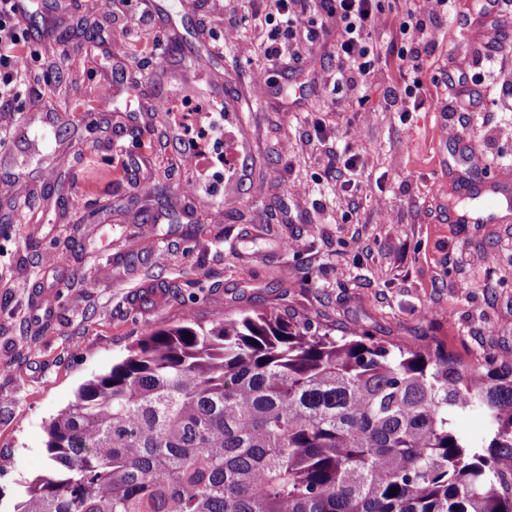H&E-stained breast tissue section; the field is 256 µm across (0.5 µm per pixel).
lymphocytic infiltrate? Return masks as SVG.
I'll return each instance as SVG.
<instances>
[{
    "label": "lymphocytic infiltrate",
    "instance_id": "lymphocytic-infiltrate-1",
    "mask_svg": "<svg viewBox=\"0 0 512 512\" xmlns=\"http://www.w3.org/2000/svg\"><path fill=\"white\" fill-rule=\"evenodd\" d=\"M382 0H232L224 15L226 39H235L246 16L268 27L263 46L264 70L284 62L301 63L299 40L315 42L336 37L335 86L355 90L378 70L373 36L382 23ZM398 17L403 45L398 67L422 70L441 31L457 14L456 0H405ZM22 26L14 0H0V108H8L18 96V82L28 68Z\"/></svg>",
    "mask_w": 512,
    "mask_h": 512
}]
</instances>
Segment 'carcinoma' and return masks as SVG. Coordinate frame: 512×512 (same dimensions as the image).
<instances>
[{
  "label": "carcinoma",
  "mask_w": 512,
  "mask_h": 512,
  "mask_svg": "<svg viewBox=\"0 0 512 512\" xmlns=\"http://www.w3.org/2000/svg\"><path fill=\"white\" fill-rule=\"evenodd\" d=\"M45 433L17 512H512V360L274 311L146 329Z\"/></svg>",
  "instance_id": "obj_1"
}]
</instances>
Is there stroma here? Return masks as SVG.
Listing matches in <instances>:
<instances>
[{
    "mask_svg": "<svg viewBox=\"0 0 512 512\" xmlns=\"http://www.w3.org/2000/svg\"><path fill=\"white\" fill-rule=\"evenodd\" d=\"M71 2L44 0L26 24L29 74L0 111V183L17 200L0 211V512L46 473L49 420L149 327L274 309L319 334L436 338L465 365L512 357V212L456 224L430 194L441 178L455 195L494 183L495 201L512 198V112L497 89L468 126L442 109L445 74L473 70L457 44L512 50V13L488 20L484 0H459L463 22L417 73L398 69L389 18L363 95L335 93L336 62L318 46L302 67L273 69L258 99L263 31L242 25L225 44L224 0H198L172 39L142 0ZM208 50L206 82L185 58ZM180 84L202 100L220 87L234 109L227 156L245 155L247 171L219 194L187 192L185 145L153 109ZM404 84L414 92L398 107L388 90ZM105 86L114 108L99 112ZM348 145L363 157L352 184L327 164ZM156 182L165 202L145 191Z\"/></svg>",
    "mask_w": 512,
    "mask_h": 512,
    "instance_id": "35a3bbf8",
    "label": "stroma"
}]
</instances>
